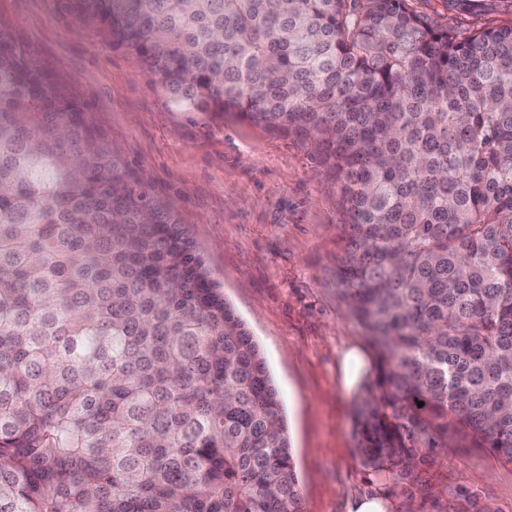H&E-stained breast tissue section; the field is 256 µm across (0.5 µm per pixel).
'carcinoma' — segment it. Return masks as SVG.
Here are the masks:
<instances>
[{"instance_id": "1", "label": "carcinoma", "mask_w": 512, "mask_h": 512, "mask_svg": "<svg viewBox=\"0 0 512 512\" xmlns=\"http://www.w3.org/2000/svg\"><path fill=\"white\" fill-rule=\"evenodd\" d=\"M186 112L314 142L377 353L363 462H512V26L408 0H70ZM424 402L418 407L417 402ZM0 512H302L279 393L170 210L0 33ZM512 0H484V6L472 13L448 9V0H409L412 9L435 26L451 24L473 31L487 27L512 25Z\"/></svg>"}]
</instances>
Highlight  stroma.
Listing matches in <instances>:
<instances>
[{
	"mask_svg": "<svg viewBox=\"0 0 512 512\" xmlns=\"http://www.w3.org/2000/svg\"><path fill=\"white\" fill-rule=\"evenodd\" d=\"M409 3L436 26L512 25V0H484L472 13L449 10L448 0ZM0 31L71 88L252 333L283 402L304 512H347L376 487L393 512H512V463L463 433L451 447L421 449L406 476L361 462L353 415L376 379V356L344 392L342 353L368 342L336 292L346 217L336 172L314 144L237 112L177 109L158 77L79 23L66 0H0Z\"/></svg>",
	"mask_w": 512,
	"mask_h": 512,
	"instance_id": "stroma-1",
	"label": "stroma"
}]
</instances>
